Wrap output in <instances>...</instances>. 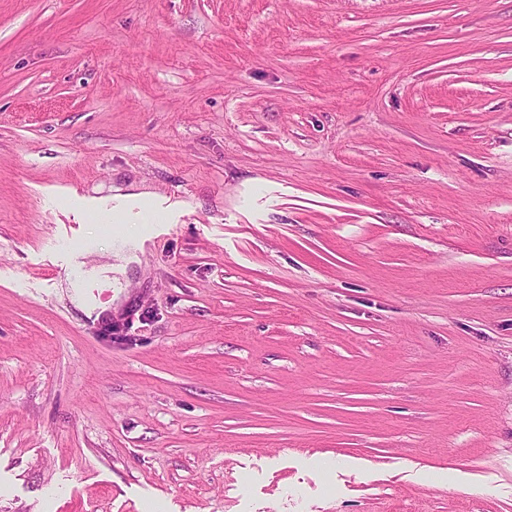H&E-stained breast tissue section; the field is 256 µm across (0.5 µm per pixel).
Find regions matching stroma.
Here are the masks:
<instances>
[{
  "label": "stroma",
  "mask_w": 512,
  "mask_h": 512,
  "mask_svg": "<svg viewBox=\"0 0 512 512\" xmlns=\"http://www.w3.org/2000/svg\"><path fill=\"white\" fill-rule=\"evenodd\" d=\"M0 512H512V0H0Z\"/></svg>",
  "instance_id": "obj_1"
}]
</instances>
